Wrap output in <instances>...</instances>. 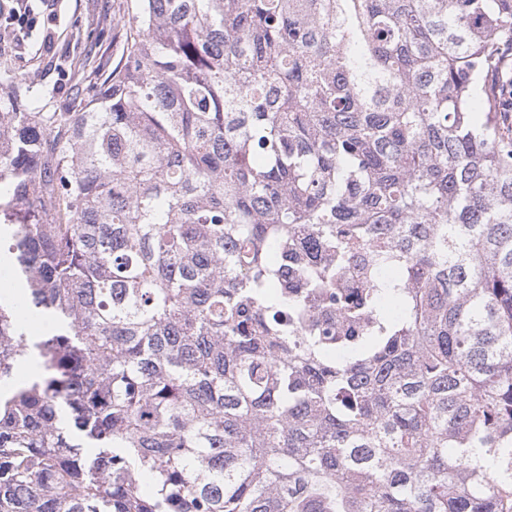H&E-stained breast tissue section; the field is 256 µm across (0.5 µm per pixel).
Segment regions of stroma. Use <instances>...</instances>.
<instances>
[{
  "label": "stroma",
  "mask_w": 512,
  "mask_h": 512,
  "mask_svg": "<svg viewBox=\"0 0 512 512\" xmlns=\"http://www.w3.org/2000/svg\"><path fill=\"white\" fill-rule=\"evenodd\" d=\"M29 3L25 24L0 29V68L25 79L33 93L49 95L56 110H72L79 94L100 79L92 70H77V61L89 55L108 71L120 59L127 29L118 17L122 0Z\"/></svg>",
  "instance_id": "obj_1"
}]
</instances>
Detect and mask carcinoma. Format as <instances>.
Segmentation results:
<instances>
[{"label":"carcinoma","instance_id":"carcinoma-1","mask_svg":"<svg viewBox=\"0 0 512 512\" xmlns=\"http://www.w3.org/2000/svg\"><path fill=\"white\" fill-rule=\"evenodd\" d=\"M127 9L0 73V512H512V0ZM121 3L122 0H29L33 10H29V20L11 30L0 29V68L25 79L33 94H48L57 111L72 110L78 98H85L101 75L113 69L120 59L123 35L129 27L128 17L123 19L122 11L118 15ZM99 29H105V33L97 40ZM90 31L93 32L88 38ZM90 51L96 61L92 65L101 62L103 68L92 72L88 66L85 71H78L76 62Z\"/></svg>","mask_w":512,"mask_h":512}]
</instances>
